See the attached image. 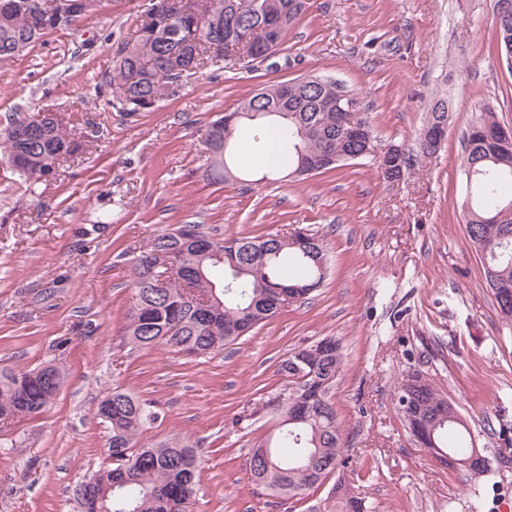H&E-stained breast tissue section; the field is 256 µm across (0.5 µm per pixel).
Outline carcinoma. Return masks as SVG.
I'll return each mask as SVG.
<instances>
[{
    "label": "carcinoma",
    "mask_w": 512,
    "mask_h": 512,
    "mask_svg": "<svg viewBox=\"0 0 512 512\" xmlns=\"http://www.w3.org/2000/svg\"><path fill=\"white\" fill-rule=\"evenodd\" d=\"M28 0H0V61L26 51L44 36L68 26L54 22L56 0H40L44 8L29 12ZM156 13L141 16L138 35L112 48V69L99 86L107 104L123 115L148 112L175 81L197 73L205 66L232 65L221 51H210L213 39L236 40L251 31L252 44H237V53L251 56L261 44L282 45L297 16L288 14L290 0H150ZM199 31L200 47L179 35L186 26ZM339 84L324 78L317 84L297 79L288 90V100L256 101L252 95L242 103L256 105L243 112L232 126L224 117L211 121L203 145L209 154V180L227 183L249 176L234 143L236 132L246 128L255 147L262 145L265 126L280 120L279 134L285 150L273 161L271 171L288 169L298 175L302 161L313 159L317 171L337 168L334 157L350 150L358 153L362 142L349 141L337 123L336 113L325 111L334 101ZM448 101L431 105L427 121L448 123ZM23 123L15 118L0 128V157L14 158L13 168L28 185L37 184L60 157L72 156L80 144L67 126L49 116L30 119L32 133L17 136L11 129ZM502 125L497 113L484 108L463 135L461 166L467 176L463 221L466 233L481 255L485 281L512 291V195L502 196V185H512V153L497 151L493 140ZM199 241L181 238L183 227L157 236L134 261L133 307L124 331V342L134 347L164 344L187 355H207L236 341L242 334L274 317L282 309L281 292L299 287L309 290L323 282L327 263L322 239L307 234L308 242L297 245L278 235L216 239L193 225ZM173 259L176 267L166 286H157L156 276L166 271L162 264ZM301 372L292 351L281 361L278 372L287 378L275 393L274 406L283 420L268 456L252 450L249 471L255 485L274 497L296 496L323 482L330 473L347 465L341 426L330 392L342 367L343 349L336 338ZM422 385L408 394L416 407L430 416L436 444L459 457L472 448V436L458 406L455 419L436 416L439 404L448 401L425 372ZM55 365L15 372L0 370V422L31 415L47 407L62 383ZM97 415L109 430L108 452L112 465L82 481L89 508L80 512H168L170 503L186 505L198 492L197 473L202 460L196 444L168 440L142 444L140 437L153 423L152 405L136 396L112 389ZM361 497L350 482L331 487L322 512H364Z\"/></svg>",
    "instance_id": "obj_1"
}]
</instances>
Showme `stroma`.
Wrapping results in <instances>:
<instances>
[{"label": "stroma", "instance_id": "stroma-1", "mask_svg": "<svg viewBox=\"0 0 512 512\" xmlns=\"http://www.w3.org/2000/svg\"><path fill=\"white\" fill-rule=\"evenodd\" d=\"M149 0H100L73 26L0 62V121L60 114L82 147L28 186L0 163V369L52 363L65 379L41 413L0 427V512H75L71 489L106 467L97 416L113 388L151 403L144 442H198L199 492L187 512H313L331 487L292 498L256 487L252 448L278 432L261 413L233 425L286 383L295 349L340 338L331 391L351 464L343 474L370 512H512V447L487 432L512 422V329L482 278L463 225L461 137L483 106L512 129V69L495 48L498 0H308L274 62L202 69L134 117L95 87L114 43L135 37ZM330 77L362 94L378 149L400 146L401 181L368 160L303 179L218 184L205 176L201 135L218 114L267 84ZM452 110L440 150L416 139L434 100ZM183 224L217 238L309 230L323 237L328 275L304 299L214 353L188 357L121 340L133 306L132 262ZM459 403L492 472L474 479L437 464L396 408L409 368Z\"/></svg>", "mask_w": 512, "mask_h": 512}]
</instances>
